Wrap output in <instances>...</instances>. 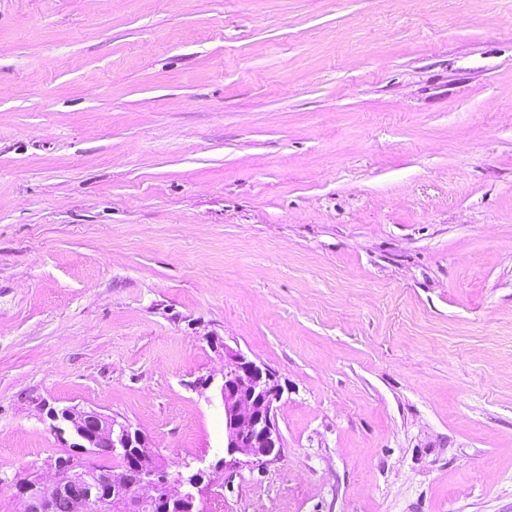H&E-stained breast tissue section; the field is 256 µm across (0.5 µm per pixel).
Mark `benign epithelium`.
I'll list each match as a JSON object with an SVG mask.
<instances>
[{"label":"benign epithelium","mask_w":512,"mask_h":512,"mask_svg":"<svg viewBox=\"0 0 512 512\" xmlns=\"http://www.w3.org/2000/svg\"><path fill=\"white\" fill-rule=\"evenodd\" d=\"M220 380L210 375L202 386L215 387L224 410V458L217 469L260 467L281 456L276 421L284 387L275 374L240 350L220 343ZM50 429L68 449L50 464L49 477L30 476L14 484L22 512H205L212 482L201 469L168 472L149 447L146 435L97 409L45 407ZM122 460L119 472L99 469L96 458Z\"/></svg>","instance_id":"obj_1"}]
</instances>
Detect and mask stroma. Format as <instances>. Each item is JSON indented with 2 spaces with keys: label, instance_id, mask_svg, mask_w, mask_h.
Returning a JSON list of instances; mask_svg holds the SVG:
<instances>
[{
  "label": "stroma",
  "instance_id": "35a3bbf8",
  "mask_svg": "<svg viewBox=\"0 0 512 512\" xmlns=\"http://www.w3.org/2000/svg\"><path fill=\"white\" fill-rule=\"evenodd\" d=\"M213 337L285 389L265 467ZM43 402L209 512H512V0H0V512Z\"/></svg>",
  "mask_w": 512,
  "mask_h": 512
}]
</instances>
